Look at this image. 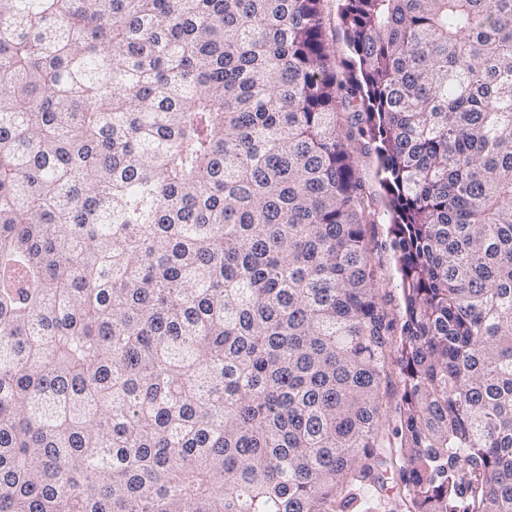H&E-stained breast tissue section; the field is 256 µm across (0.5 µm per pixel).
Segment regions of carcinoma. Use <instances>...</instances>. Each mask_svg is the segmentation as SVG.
Segmentation results:
<instances>
[{
	"mask_svg": "<svg viewBox=\"0 0 512 512\" xmlns=\"http://www.w3.org/2000/svg\"><path fill=\"white\" fill-rule=\"evenodd\" d=\"M321 2L0 0V512H512V0ZM337 1L323 0L322 11L325 19L326 36L329 44L330 64L339 69L348 56L347 45L337 15ZM355 155L358 175L377 199V221L375 224H368L366 227L375 276V288L378 289L379 295L383 298L390 316L399 323L403 313L400 279L396 272L395 256L390 248L392 235L386 216L385 193L376 176L377 162L372 154H362L357 150ZM399 365L396 361L390 360V373L388 378L387 387L384 386L382 389L384 396L385 409L387 410L388 418L392 420L394 418V409L397 402L400 400L401 395V374Z\"/></svg>",
	"mask_w": 512,
	"mask_h": 512,
	"instance_id": "obj_1",
	"label": "carcinoma"
}]
</instances>
